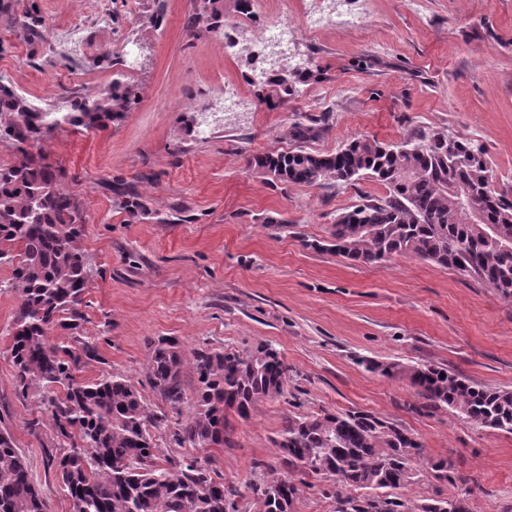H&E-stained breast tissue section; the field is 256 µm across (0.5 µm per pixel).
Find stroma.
Listing matches in <instances>:
<instances>
[{
    "mask_svg": "<svg viewBox=\"0 0 512 512\" xmlns=\"http://www.w3.org/2000/svg\"><path fill=\"white\" fill-rule=\"evenodd\" d=\"M196 0H0V82L38 106L66 112L124 77L139 101L102 129L62 126L39 145L66 173L64 192L85 216L82 245L94 276L83 295L80 340L96 361L81 376L119 375L153 412H166L145 379L149 341L248 353L273 345L288 363L285 397L233 421L212 468L250 512L254 462L281 467L273 440L285 417L327 410L372 413L421 445L409 505L465 494L470 512H512V435L477 430L445 409L425 410L401 378L364 360L433 365L492 389L512 390V299L484 282L416 257L382 264L313 250L336 215L385 197L369 179L272 187L248 168L255 154L290 149L300 116L320 120L309 149L333 152L370 136L399 142L422 132L479 146L495 193L512 199V0H360L359 29L329 21L289 43L290 64L315 67L287 103L268 108L249 81L261 22L238 46L221 29L187 30ZM43 38L28 40L27 18ZM81 22L84 37L61 33ZM110 61H102V51ZM243 104L210 112L225 88ZM133 185L144 209L129 217L117 188ZM14 292H0V430L25 457L49 512H72L50 460L56 456L38 391L21 395L9 355ZM451 462L455 483L431 463Z\"/></svg>",
    "mask_w": 512,
    "mask_h": 512,
    "instance_id": "obj_1",
    "label": "stroma"
}]
</instances>
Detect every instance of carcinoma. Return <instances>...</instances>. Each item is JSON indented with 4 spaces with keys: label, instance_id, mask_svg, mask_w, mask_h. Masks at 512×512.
<instances>
[{
    "label": "carcinoma",
    "instance_id": "1",
    "mask_svg": "<svg viewBox=\"0 0 512 512\" xmlns=\"http://www.w3.org/2000/svg\"><path fill=\"white\" fill-rule=\"evenodd\" d=\"M219 0H197L189 17L192 28H212L223 17ZM314 76L296 69L290 81L275 75L263 83L262 102L282 105L293 85ZM137 101L135 87L118 79L95 97L71 103L69 112L33 104L0 81V139L20 146L21 157L0 165V265L11 269L8 287L17 299L10 346L14 384L21 394L40 391L50 428L59 445L53 457L73 512H237L211 463L195 457L161 459L150 429L165 417L150 412L139 392L123 377H78L94 347L53 344L50 332L71 331L82 319V295L94 270L81 244L80 207L60 189L63 173L30 148L66 124L97 129L123 119ZM315 122L297 121L287 134L294 141L317 137ZM483 151L440 132H422L398 143L356 137L330 153L273 150L257 154L249 166L274 185H314L323 181L351 184L370 178L386 186L388 196L355 205L336 215L324 246L360 263H380L395 256H416L443 268L467 273L512 299V202L493 201L490 171ZM467 189L482 211L481 224L461 219V199L452 186ZM130 216L144 205L132 187L118 189ZM184 355L174 340L150 343L146 378L171 413L184 404ZM196 399L174 440L180 447L218 448L232 430L230 417L250 418L262 400L284 396L288 364L269 345L241 354L199 349L191 353ZM366 368L408 380L429 408H446L476 429L512 434V391L484 388L445 368L404 366L396 362ZM284 475L262 461L249 489L255 512H295L299 485L307 477L332 481L336 512H411L404 501L380 489H400L415 482L413 461L421 445L397 425L362 411L322 410L289 415L277 432ZM370 489L355 496L352 491ZM470 512L467 498L425 499L418 509ZM0 512H48L24 457L11 435L0 431Z\"/></svg>",
    "mask_w": 512,
    "mask_h": 512
}]
</instances>
